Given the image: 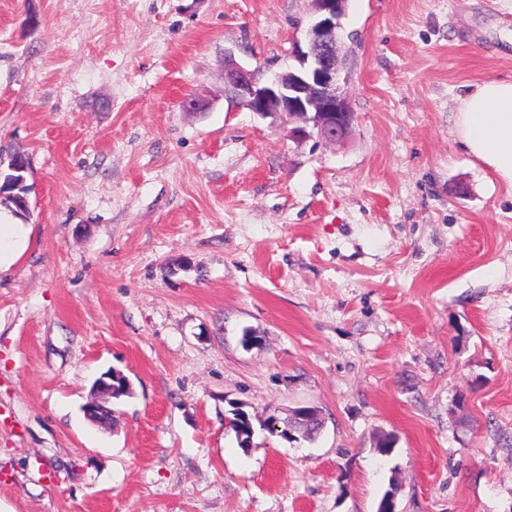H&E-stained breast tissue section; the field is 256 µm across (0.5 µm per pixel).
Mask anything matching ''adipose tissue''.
<instances>
[{"label": "adipose tissue", "instance_id": "1", "mask_svg": "<svg viewBox=\"0 0 512 512\" xmlns=\"http://www.w3.org/2000/svg\"><path fill=\"white\" fill-rule=\"evenodd\" d=\"M455 123L468 153L512 190V79L476 85L461 97Z\"/></svg>", "mask_w": 512, "mask_h": 512}]
</instances>
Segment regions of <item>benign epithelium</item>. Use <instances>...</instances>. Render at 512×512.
Returning a JSON list of instances; mask_svg holds the SVG:
<instances>
[{"mask_svg":"<svg viewBox=\"0 0 512 512\" xmlns=\"http://www.w3.org/2000/svg\"><path fill=\"white\" fill-rule=\"evenodd\" d=\"M317 20L307 29L305 48L299 50L301 68L273 74L265 80L260 71L237 62L224 66V97L272 124L283 122L288 138L315 137L336 143L347 139L354 122L341 57L340 19L347 0H312ZM126 384L120 374L100 379L84 406L86 417L97 423L112 419L107 406L118 384Z\"/></svg>","mask_w":512,"mask_h":512,"instance_id":"benign-epithelium-1","label":"benign epithelium"}]
</instances>
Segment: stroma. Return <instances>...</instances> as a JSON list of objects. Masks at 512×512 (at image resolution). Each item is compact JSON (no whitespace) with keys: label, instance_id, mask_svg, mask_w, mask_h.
<instances>
[{"label":"stroma","instance_id":"obj_1","mask_svg":"<svg viewBox=\"0 0 512 512\" xmlns=\"http://www.w3.org/2000/svg\"><path fill=\"white\" fill-rule=\"evenodd\" d=\"M313 19L0 0V158L32 187L0 273V512H377L393 482L396 512H512V192L454 125L512 78V0H348L341 144L224 96L227 57L298 69ZM112 370L133 393L104 427L82 407ZM307 405L315 440L268 431ZM0 273L7 271L24 252L29 229L25 224H8L0 215ZM232 411L233 418L231 422L237 436L239 447L249 448L253 437L251 418L241 407H236Z\"/></svg>","mask_w":512,"mask_h":512}]
</instances>
